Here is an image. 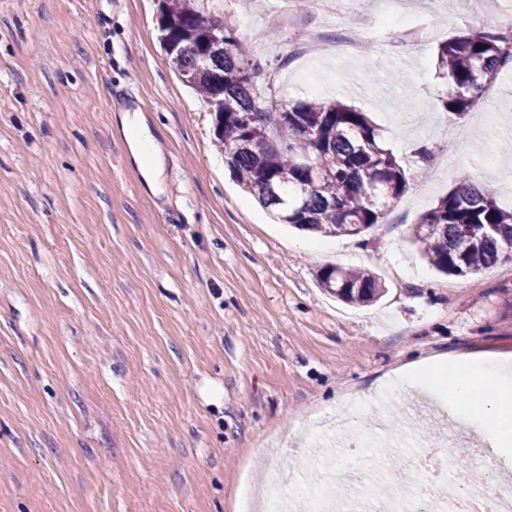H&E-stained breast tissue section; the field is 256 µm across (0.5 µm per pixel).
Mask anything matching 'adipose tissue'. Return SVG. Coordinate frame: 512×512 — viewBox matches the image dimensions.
<instances>
[{
	"mask_svg": "<svg viewBox=\"0 0 512 512\" xmlns=\"http://www.w3.org/2000/svg\"><path fill=\"white\" fill-rule=\"evenodd\" d=\"M464 374L453 382L455 397L464 404L480 399V427L494 455L512 452V367L482 355L461 358Z\"/></svg>",
	"mask_w": 512,
	"mask_h": 512,
	"instance_id": "1",
	"label": "adipose tissue"
}]
</instances>
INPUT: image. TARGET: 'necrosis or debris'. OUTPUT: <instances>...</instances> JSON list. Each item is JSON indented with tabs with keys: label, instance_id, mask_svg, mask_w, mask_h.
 <instances>
[{
	"label": "necrosis or debris",
	"instance_id": "obj_1",
	"mask_svg": "<svg viewBox=\"0 0 512 512\" xmlns=\"http://www.w3.org/2000/svg\"><path fill=\"white\" fill-rule=\"evenodd\" d=\"M444 450H428L415 458L420 485L414 495H406L401 484L372 482L367 495L353 497L333 493L331 485L302 483L287 489H273L267 512H419L420 505L436 507L437 512H512V485L497 482L490 487L468 490L470 471L459 466L443 482H435L433 467Z\"/></svg>",
	"mask_w": 512,
	"mask_h": 512
}]
</instances>
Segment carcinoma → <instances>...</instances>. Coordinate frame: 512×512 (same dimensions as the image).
<instances>
[{
    "label": "carcinoma",
    "instance_id": "obj_1",
    "mask_svg": "<svg viewBox=\"0 0 512 512\" xmlns=\"http://www.w3.org/2000/svg\"><path fill=\"white\" fill-rule=\"evenodd\" d=\"M161 46L181 79L209 103L215 145L246 192L282 223L336 236H359L381 224L409 180L427 172L433 148L417 150L408 172L386 148L379 128L341 101H298L279 112L262 102L259 63L240 37L224 0H157ZM224 28L228 48L209 52L211 32ZM512 65L496 32L460 33L438 43L436 75L448 119L457 123L478 109L484 92ZM411 237L440 271L466 275L506 260L512 248V211L493 187L461 176L458 185L424 212ZM318 285L348 304H369L382 285L366 269L325 267Z\"/></svg>",
    "mask_w": 512,
    "mask_h": 512
}]
</instances>
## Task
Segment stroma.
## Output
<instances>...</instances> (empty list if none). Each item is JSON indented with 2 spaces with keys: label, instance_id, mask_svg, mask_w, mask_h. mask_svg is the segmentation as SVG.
<instances>
[{
  "label": "stroma",
  "instance_id": "1",
  "mask_svg": "<svg viewBox=\"0 0 512 512\" xmlns=\"http://www.w3.org/2000/svg\"><path fill=\"white\" fill-rule=\"evenodd\" d=\"M261 96L340 100L367 112L411 163L383 224L323 237L275 223L213 144L212 115L160 48L154 0H0V512H263L273 483L330 478L344 493L353 445L404 478L444 448L481 481L512 460L479 458L482 435L449 394L400 383L421 358L512 356V262L446 275L409 240L461 174L512 210V70L485 115L449 121L438 42L491 28L512 0H345L334 17L290 0H226ZM370 35L355 55L298 58L307 29ZM425 18L428 33L409 36ZM139 96L161 154L158 186L132 157L112 87ZM375 272L386 291L352 306L323 291L325 266Z\"/></svg>",
  "mask_w": 512,
  "mask_h": 512
}]
</instances>
